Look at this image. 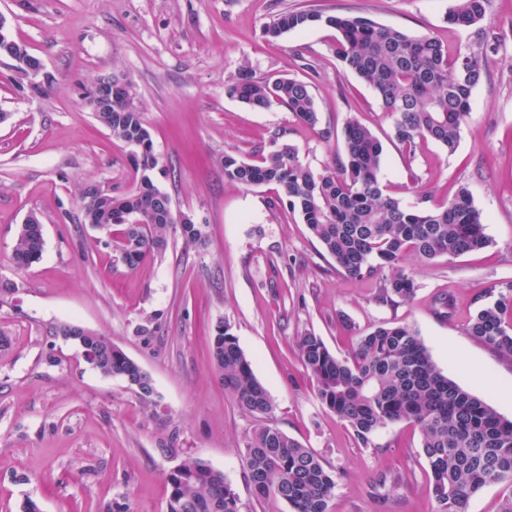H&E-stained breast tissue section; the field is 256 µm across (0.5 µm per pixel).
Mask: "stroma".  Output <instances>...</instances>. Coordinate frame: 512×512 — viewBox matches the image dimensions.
<instances>
[{"mask_svg":"<svg viewBox=\"0 0 512 512\" xmlns=\"http://www.w3.org/2000/svg\"><path fill=\"white\" fill-rule=\"evenodd\" d=\"M453 0H0L12 37L42 64L37 80L0 56V512H166V477L199 460L223 473L240 512H292L258 499L242 465L255 418L216 375L211 340L230 326L276 409L275 424L342 477L330 512H434L416 427L397 423L361 445L318 399L296 338L311 331L337 356L383 323L414 329L436 366L512 419V358L468 334L487 293L512 286V0H492L484 26L493 50L474 89L455 152L424 141L415 156L386 136L390 121L373 91L343 72L314 26L275 41L262 29L285 11L362 14L412 35L433 32L454 46L475 33L448 25ZM255 76L309 83L317 128L285 108L252 110L226 93L242 66ZM127 77L166 170L159 181L200 239L171 230L168 247L128 268L94 246L79 221L86 184L135 185L128 147L97 124L81 97L88 80ZM41 91H32V83ZM357 119L384 139L382 172L403 202L431 205L468 187L490 246L458 257L408 261L412 300L383 301V275L339 273L275 185L243 187L224 177V156L254 161L272 135L323 170L342 153L323 131ZM42 220L45 248L25 269L13 243L28 213ZM70 324L98 332L150 376L143 401L120 377L100 375L72 341Z\"/></svg>","mask_w":512,"mask_h":512,"instance_id":"1","label":"stroma"}]
</instances>
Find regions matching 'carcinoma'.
<instances>
[{"instance_id": "cac0c4a2", "label": "carcinoma", "mask_w": 512, "mask_h": 512, "mask_svg": "<svg viewBox=\"0 0 512 512\" xmlns=\"http://www.w3.org/2000/svg\"><path fill=\"white\" fill-rule=\"evenodd\" d=\"M490 2L454 0L446 22L477 28V40L463 49L449 47L434 34L411 35L365 16L314 10L285 11L263 33L277 39L315 24L333 29L331 50L343 70L376 95L391 120L390 140L410 156L427 140L452 153L469 118L473 90L484 75L488 44L482 24ZM227 93L254 110L283 107L312 129L320 122L310 86L300 79L257 78L243 68ZM93 116L114 138L137 146L138 158L132 163L136 183L128 191L93 193L85 187L80 195L82 222L106 229L110 238L101 242L135 268L166 250L168 233L177 227L171 198L159 186V158L132 91L116 93L112 109ZM340 137L343 154L320 172L300 160L295 146L283 143L254 162L224 154V178L245 187L276 185L279 200L307 224L337 271L363 278L389 269L385 300L415 296L417 283L404 268L407 258L430 262L489 246L482 214L468 188L435 208L422 195L405 204L388 193L381 178L383 145L373 131L351 119ZM130 214L145 217L146 223L119 222ZM44 245L42 224L21 225L13 247L17 266L38 261ZM509 310L511 293L481 303L468 323L469 335L512 356V324L504 320ZM59 333L73 340L101 375L130 378L140 384L142 399L152 397L149 375L110 339L69 324ZM297 346L315 380L317 397L360 444H370L377 431L392 424L406 422L419 429L435 512H467L469 499L485 487L512 485V419L448 379L413 329L381 324L360 336L353 354L344 358L312 332L298 336ZM212 358L224 390L239 408L259 419L242 454L255 495L285 501L293 512H329L340 470L325 465L312 449L273 423L274 401L227 325L214 336ZM167 482V512H240L231 484L201 461L183 464L167 475Z\"/></svg>"}]
</instances>
